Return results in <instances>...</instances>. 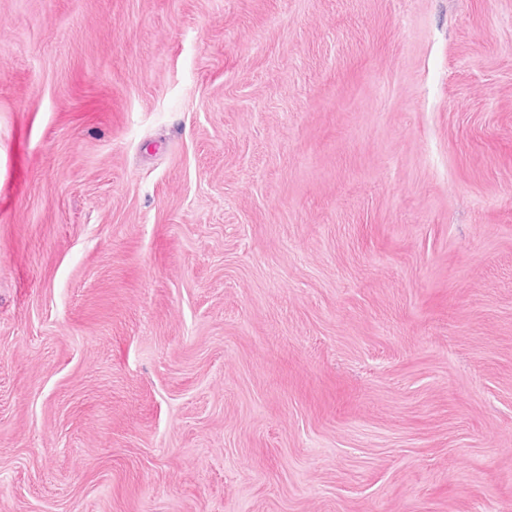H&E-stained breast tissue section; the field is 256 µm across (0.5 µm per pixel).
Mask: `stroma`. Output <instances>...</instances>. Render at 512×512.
<instances>
[{"instance_id":"1","label":"stroma","mask_w":512,"mask_h":512,"mask_svg":"<svg viewBox=\"0 0 512 512\" xmlns=\"http://www.w3.org/2000/svg\"><path fill=\"white\" fill-rule=\"evenodd\" d=\"M0 512H512V0H0Z\"/></svg>"}]
</instances>
